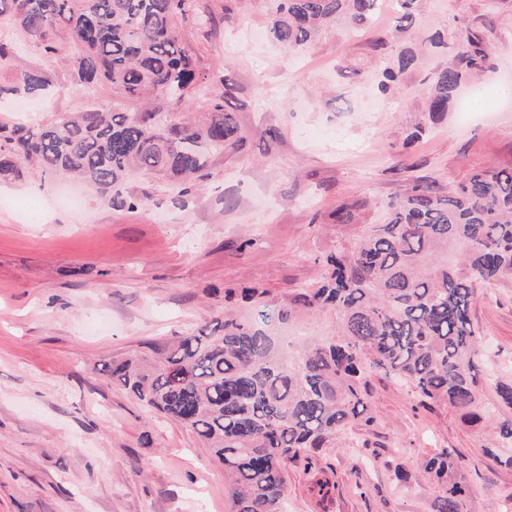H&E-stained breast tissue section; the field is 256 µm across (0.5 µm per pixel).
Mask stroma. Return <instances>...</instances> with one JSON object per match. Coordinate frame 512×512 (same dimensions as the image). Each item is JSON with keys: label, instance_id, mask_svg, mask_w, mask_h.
Segmentation results:
<instances>
[{"label": "stroma", "instance_id": "1", "mask_svg": "<svg viewBox=\"0 0 512 512\" xmlns=\"http://www.w3.org/2000/svg\"><path fill=\"white\" fill-rule=\"evenodd\" d=\"M272 0H190L180 27L204 91L186 110L223 97L245 141L215 155L210 176L188 193L159 195L138 175L121 196L82 189L62 199L65 179L30 170L0 182V512H230L224 471L197 437L157 417L101 364L162 344L224 314V291L256 286L281 304L318 281L324 261L385 219L390 199L419 179L458 184L476 170L512 165V107L499 105L512 73V0H426L401 43L417 52L389 93L377 90L395 54L373 52L394 16L370 29L335 27L291 51L265 31ZM479 34L493 50L477 119L456 107L424 110L446 52L419 53L435 31ZM15 67L41 73L45 98L21 112L0 101V124H48L112 102L107 83L76 82L70 48L45 53L37 39L0 21ZM427 131L411 146L415 126ZM152 195L148 210L128 197ZM361 203V223L339 224L337 206ZM483 343L472 362L484 404L512 418L499 396L512 386V281L472 303ZM376 416L319 449L315 467L292 463L288 512H433L437 486L423 459L448 449L469 489L468 512H501L512 499V443L465 423L453 409L422 405L412 387L367 377ZM331 486L328 496L316 482Z\"/></svg>", "mask_w": 512, "mask_h": 512}]
</instances>
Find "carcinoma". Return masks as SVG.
Segmentation results:
<instances>
[{"mask_svg": "<svg viewBox=\"0 0 512 512\" xmlns=\"http://www.w3.org/2000/svg\"><path fill=\"white\" fill-rule=\"evenodd\" d=\"M188 0H0V19L58 52L75 40L71 68L85 83L112 84L121 100L52 124L0 125V178L28 166L74 177L100 194H120L138 174L188 189L209 177L207 160L241 140L224 105L212 101L198 123L177 109L200 90L178 22ZM271 37L291 48L313 43L325 27L371 24L380 0H277ZM419 0H394L395 26L375 48L394 50L412 28ZM492 63L477 37L453 42L448 66L432 81L427 110L448 111L462 82ZM46 80L0 84V97H36ZM154 97L159 107L128 112L124 102ZM362 205L336 208L338 224L360 223ZM349 250L325 261L316 284L269 305L266 291H224L223 320L149 353L113 360L102 372L149 410L191 430L224 467L231 512H287L288 465L335 441L351 425L371 426L364 374L381 372L424 400L478 423L484 408L470 355L481 344L470 307L493 282L512 280V167L481 169L443 189L420 180L387 204ZM331 313L336 333L305 343L290 361L274 330L300 313ZM461 460L444 448L424 464L438 494L435 512H467V492L452 475Z\"/></svg>", "mask_w": 512, "mask_h": 512, "instance_id": "cac0c4a2", "label": "carcinoma"}]
</instances>
